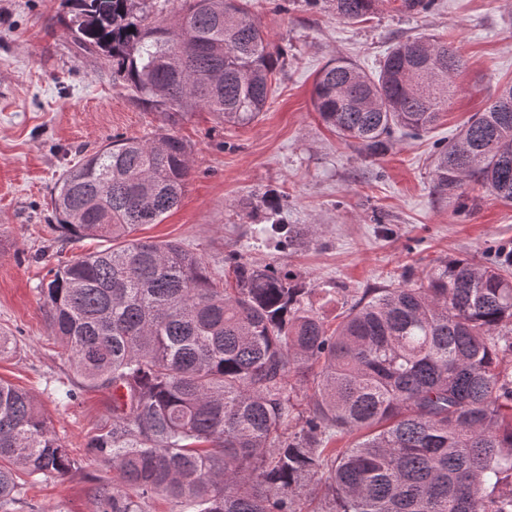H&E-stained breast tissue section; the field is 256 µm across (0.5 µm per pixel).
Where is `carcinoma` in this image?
<instances>
[{"instance_id":"obj_1","label":"carcinoma","mask_w":512,"mask_h":512,"mask_svg":"<svg viewBox=\"0 0 512 512\" xmlns=\"http://www.w3.org/2000/svg\"><path fill=\"white\" fill-rule=\"evenodd\" d=\"M74 42L112 63L142 103L207 109L246 125L272 96L280 53L247 0H66ZM363 22L382 0H326ZM83 22L74 28L72 18ZM466 60L448 42L395 44L376 74L336 59L319 72L321 120L370 154L394 130L431 128ZM175 134L117 139L57 181V231L112 247L63 262L41 285L51 335L89 386L112 388V426L86 448L112 465L98 512H512V273L441 259L415 283L368 288L335 328L312 292L239 255L219 288L202 256L133 233L159 224L188 185ZM436 190L471 183L512 202V84L434 161ZM354 436L346 448L333 437ZM79 470L36 398L0 380V505L20 482Z\"/></svg>"}]
</instances>
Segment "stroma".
<instances>
[{"label":"stroma","instance_id":"1","mask_svg":"<svg viewBox=\"0 0 512 512\" xmlns=\"http://www.w3.org/2000/svg\"><path fill=\"white\" fill-rule=\"evenodd\" d=\"M277 2L250 0L284 55L265 111L241 126L201 109L171 118L135 100L59 24L63 0H0V334L17 343L0 357V379L35 395L50 430L80 461L72 476L27 480L9 512H97L92 490L112 478L85 446L112 421V391L74 372L50 335L40 292L62 261L108 246L61 242L50 199L67 167L109 138L168 130L192 151L178 207L137 236L181 243L219 284L231 254L271 266L311 289L310 303L331 325L343 299L406 274L424 277L440 258L512 265V203L480 188L439 194L432 167L437 148L512 81V0H436L424 13L383 0L362 23L337 17L323 0H293L285 11ZM421 33L458 47L467 67L430 130L394 133L386 151L366 156L314 112L317 75L337 57L376 71L394 44ZM275 220L297 231L282 249L268 233ZM67 388L74 400L60 399Z\"/></svg>","mask_w":512,"mask_h":512}]
</instances>
